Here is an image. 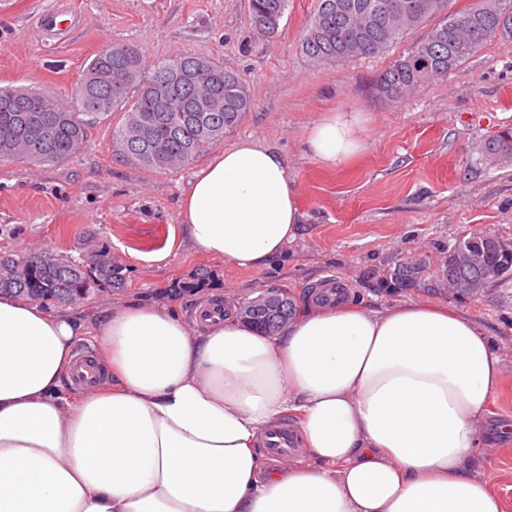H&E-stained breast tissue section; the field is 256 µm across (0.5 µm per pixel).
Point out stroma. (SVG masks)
<instances>
[{"label": "stroma", "instance_id": "stroma-1", "mask_svg": "<svg viewBox=\"0 0 512 512\" xmlns=\"http://www.w3.org/2000/svg\"><path fill=\"white\" fill-rule=\"evenodd\" d=\"M75 15L57 37L36 21L51 2ZM0 13V86L67 94L88 59L113 43L138 46L146 65L194 53L244 75L253 107L221 141L252 136L277 146L298 180L303 230L286 257L263 269L210 259L193 249L178 202L212 152L183 169L152 171L116 161L112 127L98 125L87 147L58 163L0 162V255L48 250L81 259L108 244L123 269L120 288L90 280L75 303L88 323L108 307L144 300L179 309L219 298L238 304L287 290L297 304L322 284L341 283L365 304L397 295L379 291L380 275L404 260L436 262L463 235L488 232L512 241V162L487 163L482 145L512 125V39L495 38L408 98L372 91L378 75L428 32L419 27L388 52L339 66L313 65L300 51L315 0H290L277 33L257 35L249 0H12ZM356 109L368 118L364 152L328 170L301 143L319 115ZM494 338L505 381L488 404L474 472L512 512V278L461 300Z\"/></svg>", "mask_w": 512, "mask_h": 512}]
</instances>
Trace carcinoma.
Segmentation results:
<instances>
[{
	"mask_svg": "<svg viewBox=\"0 0 512 512\" xmlns=\"http://www.w3.org/2000/svg\"><path fill=\"white\" fill-rule=\"evenodd\" d=\"M290 0H251L250 25L258 34L277 33ZM450 0H316L315 10L299 39L301 52L317 65L343 64L354 57H375L403 41L413 29L438 15L442 21L380 73L374 91L399 102L418 87L444 79L448 72L495 38H512V0H473L463 11L448 12ZM192 60L198 70H186L175 80L168 70ZM131 72L129 85L107 86L101 78ZM252 109L244 78L204 56L184 54L159 62L148 70L133 45L113 44L99 51L82 71L66 99H49L42 92L0 86V161L55 163L87 146L91 129L122 114L112 128V152L122 162L149 170L184 167ZM25 115L46 118L54 135L42 141L36 125L23 127ZM135 125L145 128L152 148L133 152L127 139ZM489 157L512 151V127L488 137ZM512 268V241L488 256L485 272L493 282L503 280L497 270ZM110 287L123 282L121 268L112 262L106 245L76 261L55 258L50 266L31 255L0 258V292H12L34 302L72 303L88 294L89 278ZM427 279L426 270L396 265L383 287L392 293L415 290Z\"/></svg>",
	"mask_w": 512,
	"mask_h": 512,
	"instance_id": "cac0c4a2",
	"label": "carcinoma"
}]
</instances>
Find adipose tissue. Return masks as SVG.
Returning <instances> with one entry per match:
<instances>
[{"mask_svg": "<svg viewBox=\"0 0 512 512\" xmlns=\"http://www.w3.org/2000/svg\"><path fill=\"white\" fill-rule=\"evenodd\" d=\"M363 113L321 114L306 156L342 169ZM211 258L261 269L300 234L288 158L265 140L224 147L179 202ZM0 294V512H504L472 472L504 375L494 343L450 304L309 300L280 334L234 311L193 331L173 308L129 302L95 332L104 380H69L90 332ZM299 417L307 460L266 469L261 434Z\"/></svg>", "mask_w": 512, "mask_h": 512, "instance_id": "ef3b65f1", "label": "adipose tissue"}]
</instances>
